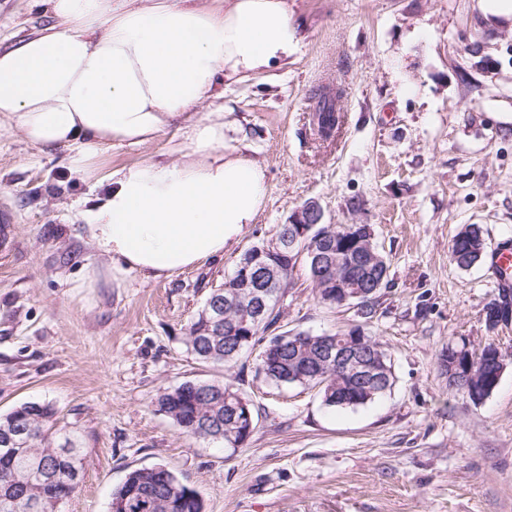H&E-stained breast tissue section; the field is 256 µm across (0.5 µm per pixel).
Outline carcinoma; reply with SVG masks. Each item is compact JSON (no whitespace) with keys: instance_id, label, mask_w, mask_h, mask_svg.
Masks as SVG:
<instances>
[{"instance_id":"1","label":"carcinoma","mask_w":512,"mask_h":512,"mask_svg":"<svg viewBox=\"0 0 512 512\" xmlns=\"http://www.w3.org/2000/svg\"><path fill=\"white\" fill-rule=\"evenodd\" d=\"M318 133L339 129V116L329 99H324L313 117ZM321 232L334 242V250L318 254L319 261L340 266L349 262L353 239L359 229L352 224H324ZM485 250L478 227L467 226L448 246V258L459 268L477 263ZM365 262L355 285L383 288L388 277L384 255ZM220 297L234 302L218 321L205 319L207 305L193 316L186 336L187 349L205 364L226 368L223 380L193 381L160 393L157 411L168 416L181 432L212 441L226 448L242 446L247 437L233 422V406L242 398L231 368L257 344L263 350L275 347V356L260 358L258 371L278 386L318 389L328 407L356 408L391 391L396 377L383 346L366 337V363L374 369L373 379L364 380L352 372L342 354L350 336L346 331L320 335L284 332L268 336L281 317L278 289H271L267 308L257 314L254 287L226 288ZM334 347L332 356L321 353L324 343ZM490 346L472 354L474 377L448 381L452 389L467 395L479 391L491 394L497 387L502 364L486 356ZM55 409L46 402H26L0 415V512H59L82 479L83 458L76 438L53 430ZM190 491L167 467L156 465L130 471L112 493L110 508L122 501L118 512H184L180 501ZM36 509L30 510V503Z\"/></svg>"}]
</instances>
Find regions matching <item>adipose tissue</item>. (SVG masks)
<instances>
[{
  "mask_svg": "<svg viewBox=\"0 0 512 512\" xmlns=\"http://www.w3.org/2000/svg\"><path fill=\"white\" fill-rule=\"evenodd\" d=\"M47 2L51 25L0 53V124L71 150L85 173L178 127L188 151L113 172L89 236L119 274L170 278L223 256L267 197L264 167L225 134L224 88L296 53L288 0Z\"/></svg>",
  "mask_w": 512,
  "mask_h": 512,
  "instance_id": "ef3b65f1",
  "label": "adipose tissue"
}]
</instances>
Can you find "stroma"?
<instances>
[{
    "instance_id": "obj_1",
    "label": "stroma",
    "mask_w": 512,
    "mask_h": 512,
    "mask_svg": "<svg viewBox=\"0 0 512 512\" xmlns=\"http://www.w3.org/2000/svg\"><path fill=\"white\" fill-rule=\"evenodd\" d=\"M299 48L224 93V119L265 171L268 194L240 242L170 278L132 271L88 281L110 261L85 225L101 181L124 166L178 160L170 128L116 146L90 176L66 149L0 129V205L13 214L0 248V413L48 402L84 458L61 512H108L134 469L164 465L205 512H512V322L488 328L500 292L488 259L461 269L448 244L480 227L487 247L512 240V24L482 25L477 0H288ZM44 0H0V51L48 20ZM341 91L337 137L312 115ZM327 224L371 225L388 269L371 318L321 305L306 271L281 326L319 334L360 326L388 351L397 384L355 409L316 389L279 387L244 355L237 383L256 426L236 449L182 433L157 412L158 393L223 369L184 339L208 294L240 255L275 239L304 202ZM494 344L507 355L485 400L449 389L443 348Z\"/></svg>"
}]
</instances>
